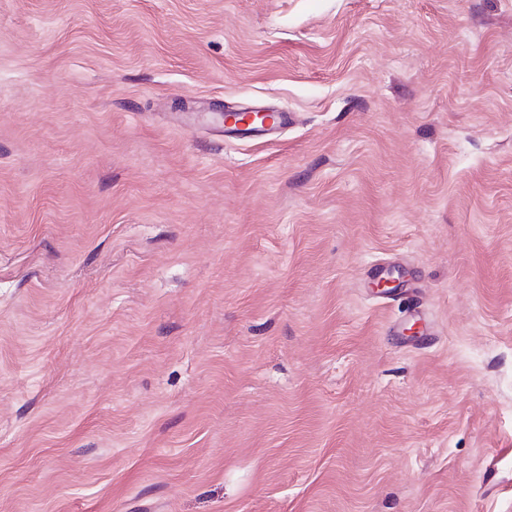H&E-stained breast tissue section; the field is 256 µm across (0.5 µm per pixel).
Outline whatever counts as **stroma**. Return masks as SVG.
<instances>
[{
	"mask_svg": "<svg viewBox=\"0 0 512 512\" xmlns=\"http://www.w3.org/2000/svg\"><path fill=\"white\" fill-rule=\"evenodd\" d=\"M0 512H512V0H0Z\"/></svg>",
	"mask_w": 512,
	"mask_h": 512,
	"instance_id": "stroma-1",
	"label": "stroma"
}]
</instances>
